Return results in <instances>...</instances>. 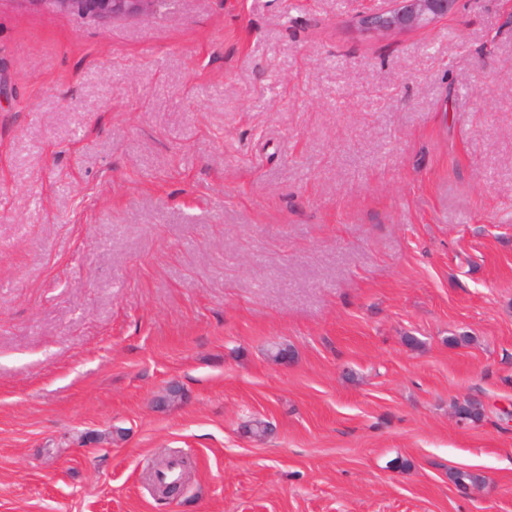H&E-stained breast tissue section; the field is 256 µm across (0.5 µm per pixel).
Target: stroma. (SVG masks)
I'll return each instance as SVG.
<instances>
[{"label":"stroma","instance_id":"1","mask_svg":"<svg viewBox=\"0 0 512 512\" xmlns=\"http://www.w3.org/2000/svg\"><path fill=\"white\" fill-rule=\"evenodd\" d=\"M374 6L0 0V512H512V0ZM53 10L99 21L142 16L156 12L163 0H28ZM460 0H380V6L359 17L368 30L391 31L426 28L455 13Z\"/></svg>","mask_w":512,"mask_h":512}]
</instances>
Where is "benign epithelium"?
Returning <instances> with one entry per match:
<instances>
[{
	"instance_id": "7a95c632",
	"label": "benign epithelium",
	"mask_w": 512,
	"mask_h": 512,
	"mask_svg": "<svg viewBox=\"0 0 512 512\" xmlns=\"http://www.w3.org/2000/svg\"><path fill=\"white\" fill-rule=\"evenodd\" d=\"M53 10L99 21L142 16L156 12L163 0H27ZM459 0H380L374 11L359 17L368 30L391 31L426 28L448 18Z\"/></svg>"
}]
</instances>
